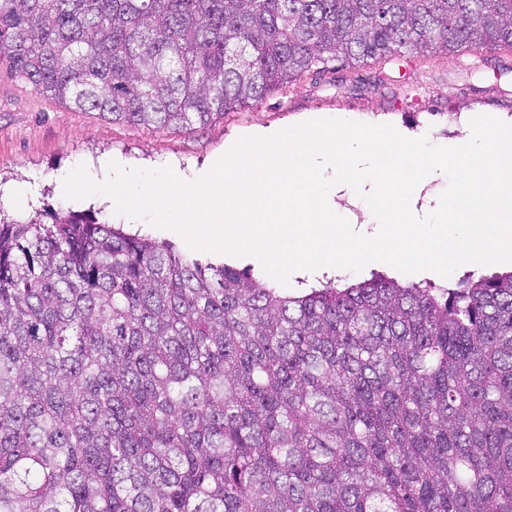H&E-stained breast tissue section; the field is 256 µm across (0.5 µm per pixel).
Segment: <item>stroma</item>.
I'll return each mask as SVG.
<instances>
[{
    "label": "stroma",
    "mask_w": 512,
    "mask_h": 512,
    "mask_svg": "<svg viewBox=\"0 0 512 512\" xmlns=\"http://www.w3.org/2000/svg\"><path fill=\"white\" fill-rule=\"evenodd\" d=\"M490 57L475 74L460 55L383 58L353 67L335 61L325 72L306 73L286 90L191 131L112 123L95 111H73L1 71L0 217L92 214L183 251L187 245L177 232L121 218L113 202L96 195L64 198V178L82 164L93 180H105L114 161L128 169L168 166L191 180L255 128L282 130L317 114L345 113L360 123L389 124L404 134H426L431 145L449 146L461 137L464 118L491 116L512 124V72L502 76L497 68L498 61H512V52L496 49Z\"/></svg>",
    "instance_id": "stroma-1"
}]
</instances>
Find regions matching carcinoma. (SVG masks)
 <instances>
[{
  "mask_svg": "<svg viewBox=\"0 0 512 512\" xmlns=\"http://www.w3.org/2000/svg\"><path fill=\"white\" fill-rule=\"evenodd\" d=\"M512 50V0H0V71L205 126L341 58ZM0 512H512V271L275 288L0 220Z\"/></svg>",
  "mask_w": 512,
  "mask_h": 512,
  "instance_id": "cac0c4a2",
  "label": "carcinoma"
}]
</instances>
